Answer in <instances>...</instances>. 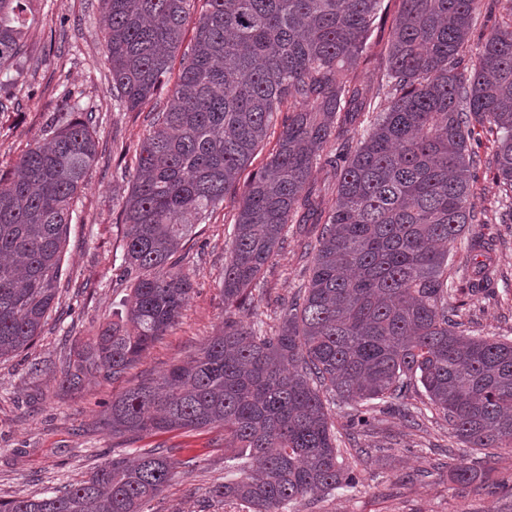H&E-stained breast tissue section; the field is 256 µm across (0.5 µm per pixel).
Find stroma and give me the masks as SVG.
Here are the masks:
<instances>
[{"instance_id": "1", "label": "stroma", "mask_w": 512, "mask_h": 512, "mask_svg": "<svg viewBox=\"0 0 512 512\" xmlns=\"http://www.w3.org/2000/svg\"><path fill=\"white\" fill-rule=\"evenodd\" d=\"M24 43L26 61L12 89L13 103L0 116V173L13 171L21 154L43 140L68 90L80 94L83 108L95 116L97 154L67 227L51 316L29 350L0 360V499L39 498L85 479L112 456L131 458L158 448L177 467L150 512H249L243 502L211 494L224 481L223 429L119 436L103 425L102 414L114 396L196 353L223 326L224 268L236 208L276 139L267 137L223 205L196 225L178 253L193 291L175 325L121 378H89L80 390H64L60 378L76 350L114 319L126 294L127 284L118 278L119 215L135 181V156L151 115L165 107L168 95L157 94L136 112L113 108L100 0H36ZM472 147L486 161L475 173L473 191L477 209L486 210L489 221L468 225L466 234L491 239L497 276L495 297L466 296L464 322L472 335L512 339V221L500 220L494 169L487 164L493 143L480 134ZM306 244V238L289 236L268 263L252 304L235 311V319L278 325L281 300L308 279ZM357 446L360 457L344 462L358 465L361 483L305 496L283 512H512V455L472 454L450 437L438 415H420L409 423L397 411H385L359 433ZM468 457L489 471L487 481L463 486L451 479L452 466Z\"/></svg>"}]
</instances>
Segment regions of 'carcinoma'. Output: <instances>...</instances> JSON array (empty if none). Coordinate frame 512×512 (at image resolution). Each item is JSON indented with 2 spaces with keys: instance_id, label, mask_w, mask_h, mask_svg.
Wrapping results in <instances>:
<instances>
[{
  "instance_id": "1",
  "label": "carcinoma",
  "mask_w": 512,
  "mask_h": 512,
  "mask_svg": "<svg viewBox=\"0 0 512 512\" xmlns=\"http://www.w3.org/2000/svg\"><path fill=\"white\" fill-rule=\"evenodd\" d=\"M32 2L0 0V92L21 65ZM100 2L112 101L128 112L170 83L198 17L122 210L124 315L77 350L61 387L120 378L177 321L193 287L175 255L286 107L275 152L238 203L224 307L247 304L290 224L317 239L306 287L281 303L275 332L224 319L195 355L113 397L103 423L120 434L223 427L251 464L212 493L252 512L357 484L340 445L404 404L414 378L457 440L477 454L512 450V340L469 335L464 301L448 304L467 290L494 295L489 240L468 242L463 269L475 271L464 287L448 256L467 225L486 223L471 200L477 126L494 137L501 201L512 199V0H499L473 55L482 0H398L374 87L357 69L383 0H203L199 11L198 0ZM49 134L0 176V359L29 349L53 309L96 154L90 112L59 113ZM318 165L330 205L305 190ZM325 392L354 410L339 428ZM175 468L158 448L130 465L113 458L50 495L0 501V512H148ZM452 477L469 485L484 474L462 460Z\"/></svg>"
}]
</instances>
